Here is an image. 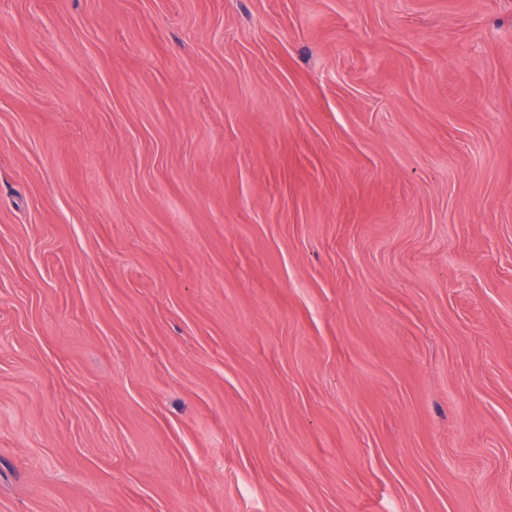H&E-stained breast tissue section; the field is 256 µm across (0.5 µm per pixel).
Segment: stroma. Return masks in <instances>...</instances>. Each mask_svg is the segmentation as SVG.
<instances>
[{
	"instance_id": "35a3bbf8",
	"label": "stroma",
	"mask_w": 512,
	"mask_h": 512,
	"mask_svg": "<svg viewBox=\"0 0 512 512\" xmlns=\"http://www.w3.org/2000/svg\"><path fill=\"white\" fill-rule=\"evenodd\" d=\"M0 512H512V0H0Z\"/></svg>"
}]
</instances>
